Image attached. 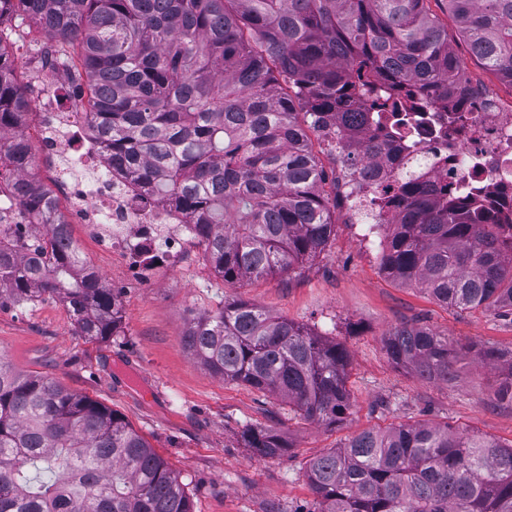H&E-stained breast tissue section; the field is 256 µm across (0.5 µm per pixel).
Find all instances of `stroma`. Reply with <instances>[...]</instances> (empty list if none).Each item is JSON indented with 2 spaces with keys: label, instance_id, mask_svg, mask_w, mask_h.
I'll use <instances>...</instances> for the list:
<instances>
[{
  "label": "stroma",
  "instance_id": "1",
  "mask_svg": "<svg viewBox=\"0 0 512 512\" xmlns=\"http://www.w3.org/2000/svg\"><path fill=\"white\" fill-rule=\"evenodd\" d=\"M426 7L447 30L471 85L512 96V85L471 54L447 0H427ZM313 149L326 174L336 231L318 257L294 272L228 287L193 243L177 263L153 266L135 280L122 256L75 224L72 235L87 261L123 291L119 336L102 343L77 335L65 306L52 298L0 309V359L121 414L183 483L194 512H314L307 462L368 428L426 422L512 442V403L498 397L497 369L468 359L457 364L454 382H430L395 368L383 348L396 327L409 325L462 344L511 350L512 321L492 310L445 307L422 288L386 277L381 249L359 240L357 216L339 196L335 149L319 139ZM226 299L342 343L350 356V415L333 428L305 421L280 398L197 363L183 336L195 317ZM248 425L275 430L289 451L270 458L241 447L238 434Z\"/></svg>",
  "mask_w": 512,
  "mask_h": 512
}]
</instances>
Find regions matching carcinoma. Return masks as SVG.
I'll list each match as a JSON object with an SVG mask.
<instances>
[{
  "label": "carcinoma",
  "instance_id": "obj_1",
  "mask_svg": "<svg viewBox=\"0 0 512 512\" xmlns=\"http://www.w3.org/2000/svg\"><path fill=\"white\" fill-rule=\"evenodd\" d=\"M472 54L512 85V0H448ZM45 39H30L32 26ZM86 86L88 134L119 173L192 224L230 286L290 272L319 256L335 222L309 132L336 121L361 132L353 99L395 112L391 94L446 101L469 89L448 31L424 0H0V160L17 205L36 223L0 248V304L44 297L76 332L104 342L122 291L72 240L57 196L31 173L23 131L30 99L4 46ZM288 79L290 95L276 75ZM385 238L382 270L449 308L512 316V239L482 208L413 184ZM184 344L227 381L275 394L305 421L332 427L352 407L346 348L242 300L194 319ZM396 366L448 382L473 357L501 371L512 403V351L453 346L428 327L385 339ZM242 447L276 457L274 430L247 426ZM318 512H512V443L428 423L364 430L310 460ZM0 512H193L178 477L117 412L0 360Z\"/></svg>",
  "mask_w": 512,
  "mask_h": 512
}]
</instances>
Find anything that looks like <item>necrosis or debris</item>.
<instances>
[{
	"mask_svg": "<svg viewBox=\"0 0 512 512\" xmlns=\"http://www.w3.org/2000/svg\"><path fill=\"white\" fill-rule=\"evenodd\" d=\"M365 133L389 137L390 150L376 158L374 182L360 179L353 164L363 153L361 141L336 138L343 149L337 159L345 204L365 211L362 238L379 243L384 225L394 223L415 177L447 191L462 202L480 201L503 231L512 236V100L471 95L445 105L421 102L396 114L360 99ZM73 111L50 113L39 132V152L66 168L61 198L70 214L87 225L105 248L122 254L131 278H142L153 265L175 261L192 240L185 217L154 201L143 202L135 189L106 162L87 136L78 135Z\"/></svg>",
	"mask_w": 512,
	"mask_h": 512,
	"instance_id": "4bbe7bcc",
	"label": "necrosis or debris"
}]
</instances>
